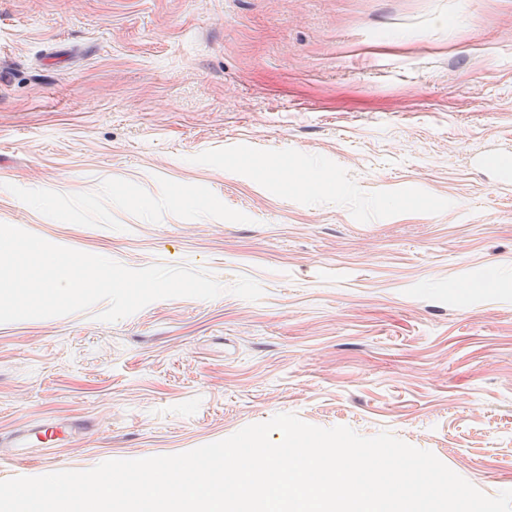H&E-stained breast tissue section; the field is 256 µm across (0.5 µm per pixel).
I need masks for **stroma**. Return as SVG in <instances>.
<instances>
[{"label":"stroma","instance_id":"stroma-1","mask_svg":"<svg viewBox=\"0 0 512 512\" xmlns=\"http://www.w3.org/2000/svg\"><path fill=\"white\" fill-rule=\"evenodd\" d=\"M500 147L512 0H0V223L226 288L0 324V481L293 413L512 489Z\"/></svg>","mask_w":512,"mask_h":512}]
</instances>
